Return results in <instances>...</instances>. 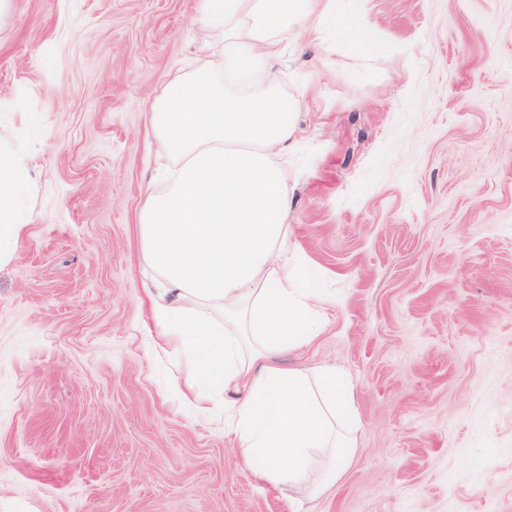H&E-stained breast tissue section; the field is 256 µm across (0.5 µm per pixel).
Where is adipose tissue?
Wrapping results in <instances>:
<instances>
[{"label": "adipose tissue", "mask_w": 512, "mask_h": 512, "mask_svg": "<svg viewBox=\"0 0 512 512\" xmlns=\"http://www.w3.org/2000/svg\"><path fill=\"white\" fill-rule=\"evenodd\" d=\"M196 18L211 32L202 51L212 64L176 81L150 118L173 158L166 192H146L139 212L157 344L180 349L197 413L218 417L220 394L244 390L232 431L257 479L317 489L345 462L354 390L335 368L275 361L324 329L292 269L285 157L302 99L283 92L280 63L286 46L331 24L367 49L368 25L340 0H198ZM29 190L23 154L0 140V260L25 232Z\"/></svg>", "instance_id": "obj_1"}]
</instances>
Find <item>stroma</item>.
Returning <instances> with one entry per match:
<instances>
[{"instance_id":"stroma-1","label":"stroma","mask_w":512,"mask_h":512,"mask_svg":"<svg viewBox=\"0 0 512 512\" xmlns=\"http://www.w3.org/2000/svg\"><path fill=\"white\" fill-rule=\"evenodd\" d=\"M373 26L289 48L310 83L286 222L328 318L279 364L333 366L358 421L335 482L254 477L154 346L149 112L201 70L197 0H11L0 137L27 224L0 264V512H512V0H343Z\"/></svg>"}]
</instances>
